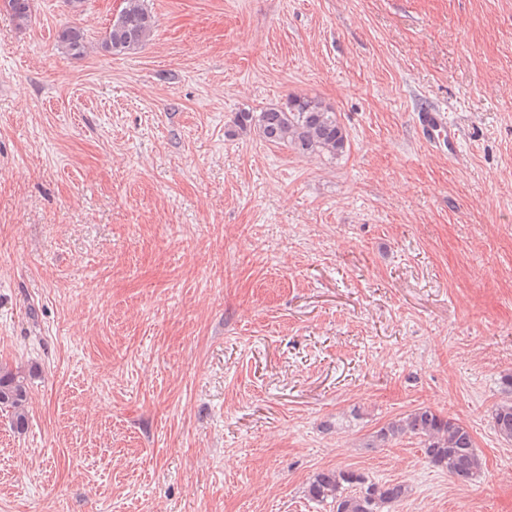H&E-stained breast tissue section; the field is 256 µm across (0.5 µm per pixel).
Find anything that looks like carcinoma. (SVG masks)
Instances as JSON below:
<instances>
[{"label": "carcinoma", "instance_id": "cac0c4a2", "mask_svg": "<svg viewBox=\"0 0 512 512\" xmlns=\"http://www.w3.org/2000/svg\"><path fill=\"white\" fill-rule=\"evenodd\" d=\"M3 5L17 25L24 26L30 20V0H3ZM155 24L145 0H123L102 48L114 55L132 53L150 39ZM58 39L70 56L80 57L89 51V42L77 26L63 27ZM251 134L267 143L290 146L303 155L334 158L342 155L347 146V134L336 112L316 96H293L259 113H236L232 135ZM501 384L504 397L492 411V423L501 438L511 441L512 373L503 375ZM27 399L25 377L1 365L0 409L11 412L18 432L28 426ZM406 436L419 438L425 462L448 472L451 478L471 482L484 472L483 456L467 426L429 408H417L388 422L374 432L369 446L384 448ZM408 493L409 487L403 482L380 483L357 470L339 467L317 472L307 488L310 500L329 505L332 512H382Z\"/></svg>", "mask_w": 512, "mask_h": 512}]
</instances>
